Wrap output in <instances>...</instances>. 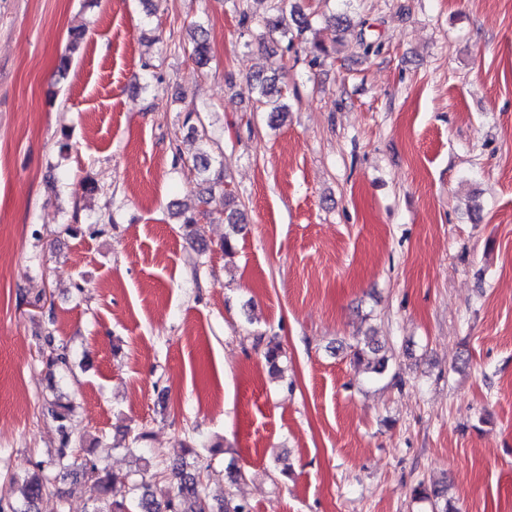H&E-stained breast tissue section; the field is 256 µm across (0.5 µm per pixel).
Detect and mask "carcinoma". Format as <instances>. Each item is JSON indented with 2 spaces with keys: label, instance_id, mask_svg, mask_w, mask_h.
I'll return each mask as SVG.
<instances>
[{
  "label": "carcinoma",
  "instance_id": "cac0c4a2",
  "mask_svg": "<svg viewBox=\"0 0 512 512\" xmlns=\"http://www.w3.org/2000/svg\"><path fill=\"white\" fill-rule=\"evenodd\" d=\"M292 22L300 31L309 25L307 16L300 7L294 5L288 8L278 4L272 8L271 14L260 20V26L286 39L291 32ZM191 39L190 59L196 70L200 71L208 64V47L202 26L194 27ZM254 87L257 90L258 102L269 108L271 115L278 118L289 111L287 97L274 82L258 77ZM184 124L188 125L189 133L205 140L211 139L200 115L187 113ZM210 167L211 161L206 155L199 156L193 165V171L202 177V182L208 184V187L200 200L205 208H196L184 217L183 224L188 228L198 224L197 216L209 214L206 206L213 202L215 188L224 184V175L221 172L217 171L214 176H209ZM221 201L224 205L225 223L234 227L242 223L244 217L238 208L235 195L223 190ZM381 351L382 347L372 340L358 342L353 351V360L359 365L365 361V356L373 355V361H365L367 370L380 375L388 362ZM40 357L52 376L57 373L62 375L70 370V355L63 346L42 351ZM46 410L58 423L60 444L49 460L34 463L32 469L18 480L20 498L7 504L0 502V512H35L38 501L54 493L56 482L68 476L83 479L92 502L91 512H249L246 505L231 499H226L217 506L212 504L208 493L212 474L210 462L199 459L191 469L182 463L170 468L158 466L153 470L150 460L145 458L140 467L125 474H114L100 465L94 446L82 437L72 436L71 424L75 413L73 404L54 400L47 403ZM164 481L168 482L171 490L161 501L150 491V486ZM118 486L125 492L121 500L114 498V491ZM447 493V488L442 486L427 488L421 484L415 489L417 496L432 501V505L437 507L435 512H448L446 506L438 508V502L448 501Z\"/></svg>",
  "mask_w": 512,
  "mask_h": 512
}]
</instances>
